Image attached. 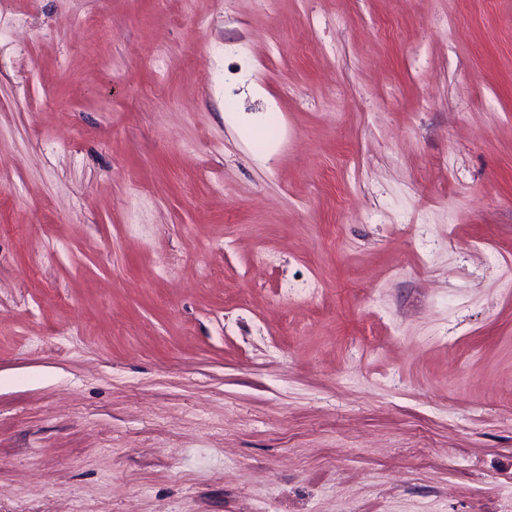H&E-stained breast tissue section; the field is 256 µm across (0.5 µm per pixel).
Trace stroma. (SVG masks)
<instances>
[{
    "label": "stroma",
    "mask_w": 512,
    "mask_h": 512,
    "mask_svg": "<svg viewBox=\"0 0 512 512\" xmlns=\"http://www.w3.org/2000/svg\"><path fill=\"white\" fill-rule=\"evenodd\" d=\"M0 512H512V0H0Z\"/></svg>",
    "instance_id": "1"
}]
</instances>
